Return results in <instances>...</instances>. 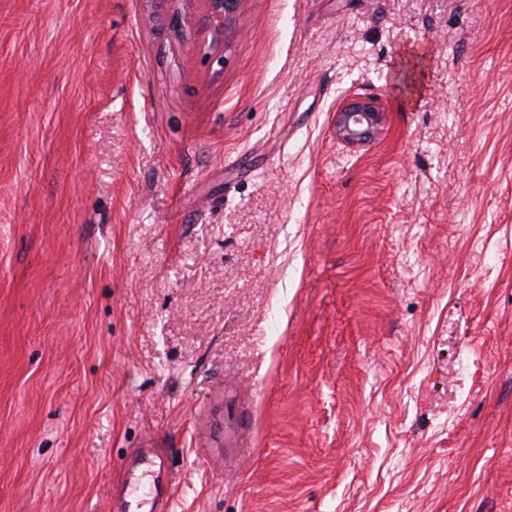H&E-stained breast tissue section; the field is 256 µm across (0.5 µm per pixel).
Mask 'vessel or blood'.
Masks as SVG:
<instances>
[{"mask_svg": "<svg viewBox=\"0 0 512 512\" xmlns=\"http://www.w3.org/2000/svg\"><path fill=\"white\" fill-rule=\"evenodd\" d=\"M147 468L152 477V499H137L138 471ZM126 477L118 495L112 498L113 512H170L173 501V482L167 459L158 449L145 446L132 454L124 464Z\"/></svg>", "mask_w": 512, "mask_h": 512, "instance_id": "1", "label": "vessel or blood"}]
</instances>
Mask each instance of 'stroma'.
<instances>
[{
  "instance_id": "obj_1",
  "label": "stroma",
  "mask_w": 512,
  "mask_h": 512,
  "mask_svg": "<svg viewBox=\"0 0 512 512\" xmlns=\"http://www.w3.org/2000/svg\"><path fill=\"white\" fill-rule=\"evenodd\" d=\"M147 439L173 512H512V0H0V512ZM383 113L371 100L352 99L343 104L336 113V132L348 145L365 143L381 125Z\"/></svg>"
}]
</instances>
